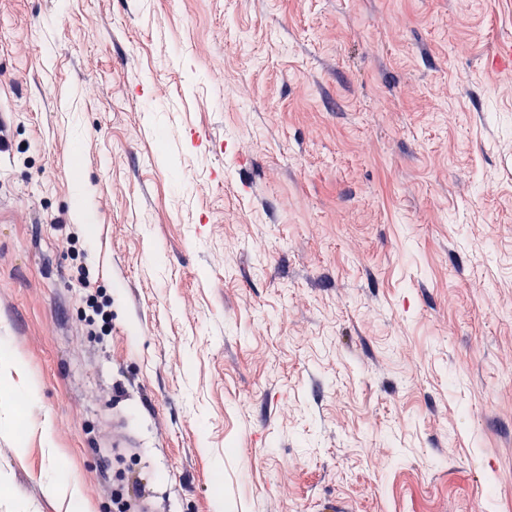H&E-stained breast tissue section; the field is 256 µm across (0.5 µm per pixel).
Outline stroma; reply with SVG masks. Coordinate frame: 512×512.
I'll return each mask as SVG.
<instances>
[{
    "label": "stroma",
    "instance_id": "obj_1",
    "mask_svg": "<svg viewBox=\"0 0 512 512\" xmlns=\"http://www.w3.org/2000/svg\"><path fill=\"white\" fill-rule=\"evenodd\" d=\"M506 43L512 0H0V512H512ZM5 354L0 356V385L1 388L12 380L13 373L21 374L25 370L23 359L15 352L11 351L9 346L1 341V350ZM112 444L115 447L136 448L138 439L126 425L125 419L119 414H112Z\"/></svg>",
    "mask_w": 512,
    "mask_h": 512
}]
</instances>
